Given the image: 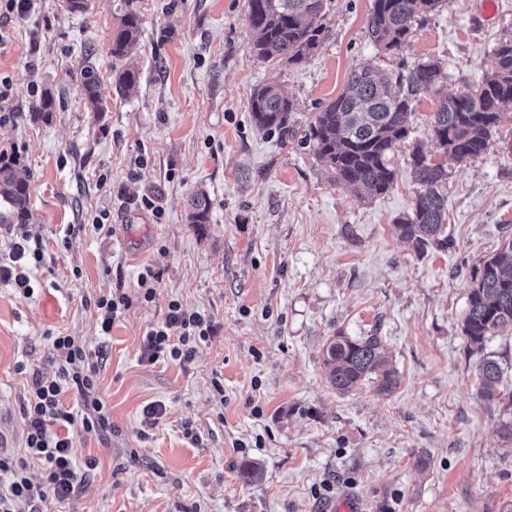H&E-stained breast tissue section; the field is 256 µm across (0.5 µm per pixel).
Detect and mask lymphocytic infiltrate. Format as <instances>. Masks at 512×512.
<instances>
[{
    "label": "lymphocytic infiltrate",
    "mask_w": 512,
    "mask_h": 512,
    "mask_svg": "<svg viewBox=\"0 0 512 512\" xmlns=\"http://www.w3.org/2000/svg\"><path fill=\"white\" fill-rule=\"evenodd\" d=\"M9 244L10 264H0V280L12 284L20 293L32 292L29 272L31 266L44 258L41 249L31 247L27 234L13 228ZM214 331L209 315L184 308L179 301H170L164 319L150 325L143 339L142 354L148 360L166 359L182 363L194 359L200 342ZM51 372L32 374V385L23 397L22 414L25 425L21 458L0 457V472L7 474V488H0V512H14L19 501L57 503L69 500L82 485L95 459L77 465L73 459V441L66 430L80 426L83 430L110 432V414L96 393L98 364L82 343L72 336H54L49 344ZM77 393L78 409L64 406L63 390ZM37 463L41 481L28 475L30 463Z\"/></svg>",
    "instance_id": "obj_1"
}]
</instances>
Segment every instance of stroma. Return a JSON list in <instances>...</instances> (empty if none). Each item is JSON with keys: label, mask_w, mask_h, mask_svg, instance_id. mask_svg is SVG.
<instances>
[{"label": "stroma", "mask_w": 512, "mask_h": 512, "mask_svg": "<svg viewBox=\"0 0 512 512\" xmlns=\"http://www.w3.org/2000/svg\"><path fill=\"white\" fill-rule=\"evenodd\" d=\"M372 0H327L325 38L296 66L249 51L247 0H29L0 18V151L32 175L24 230L44 254L32 296L0 281V454L23 446L21 396L48 367L50 337L74 336L99 358L108 433L74 430L77 464L95 457L80 489L47 512H326L342 492L365 512H512V331L473 353L462 332L482 258L512 237V119L482 156L464 162L436 147L425 94L409 139L392 158L396 180L370 197L336 183L307 141L315 112L351 72L433 58L442 91L478 82L512 35V0H441L412 30L402 57L368 38ZM141 36L126 60L109 44L128 10ZM105 86V110L87 111L77 81L85 48ZM136 67V92L113 77ZM278 84L293 103L287 141L257 130L248 102ZM51 91L48 121L24 118ZM450 176L446 247H417L396 231L420 189L414 147ZM211 200L204 233L188 223L190 196ZM152 196L157 212L141 208ZM108 210L111 233L92 221ZM159 272L152 301L138 277ZM127 293L132 305L100 335L92 304ZM210 315L216 332L187 363L147 361L143 334L171 300ZM376 335L398 378L377 393L331 388L323 363L336 334ZM502 368L480 397L481 356ZM163 413L144 421L146 406ZM261 477H238L242 462Z\"/></svg>", "instance_id": "35a3bbf8"}]
</instances>
